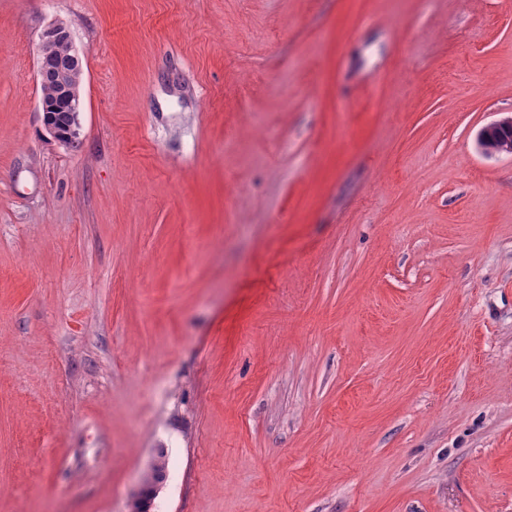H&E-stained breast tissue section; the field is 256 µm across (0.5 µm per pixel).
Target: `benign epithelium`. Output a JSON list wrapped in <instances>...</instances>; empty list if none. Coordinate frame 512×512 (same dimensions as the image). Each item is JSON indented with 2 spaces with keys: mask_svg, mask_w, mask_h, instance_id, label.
I'll use <instances>...</instances> for the list:
<instances>
[{
  "mask_svg": "<svg viewBox=\"0 0 512 512\" xmlns=\"http://www.w3.org/2000/svg\"><path fill=\"white\" fill-rule=\"evenodd\" d=\"M37 77L47 70L55 76L56 93L54 98L40 97L39 109L47 132L57 141L70 144L80 135L79 113L81 95L79 86L72 81L73 75L82 71L83 62L73 46L68 26L56 21L44 27L39 36ZM512 133V116L503 117L482 127L476 135V148L486 157L491 156L486 143ZM161 482L148 486L139 482L132 499L139 502L144 512L149 510L150 497L156 495Z\"/></svg>",
  "mask_w": 512,
  "mask_h": 512,
  "instance_id": "benign-epithelium-1",
  "label": "benign epithelium"
}]
</instances>
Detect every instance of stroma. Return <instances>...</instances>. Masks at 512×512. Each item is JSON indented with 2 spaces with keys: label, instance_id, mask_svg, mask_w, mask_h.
<instances>
[{
  "label": "stroma",
  "instance_id": "stroma-1",
  "mask_svg": "<svg viewBox=\"0 0 512 512\" xmlns=\"http://www.w3.org/2000/svg\"><path fill=\"white\" fill-rule=\"evenodd\" d=\"M510 114L512 0H0V512H512ZM65 47V51L61 49ZM39 84L43 73L49 69L55 76L56 93L53 99L40 96L39 109L47 132L57 141L70 144L80 135L79 113L81 95L79 86L72 81L80 73L83 62L73 46L68 26L56 21L44 27L39 36L38 48ZM512 133V116L503 117L499 120L490 122L482 127L476 135V148L480 154L486 157H512V149L508 152H501L499 154L489 153L485 144L495 138H501L505 133Z\"/></svg>",
  "mask_w": 512,
  "mask_h": 512
}]
</instances>
